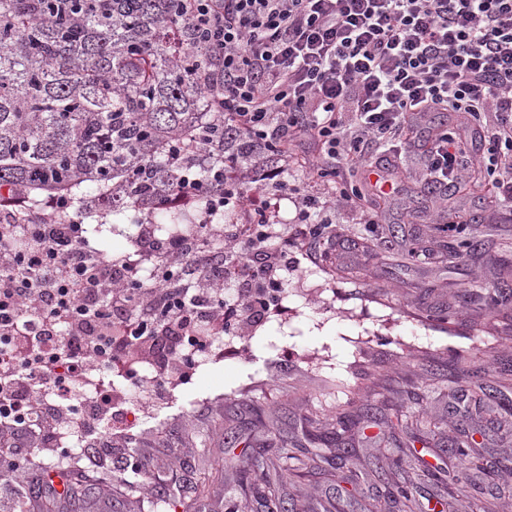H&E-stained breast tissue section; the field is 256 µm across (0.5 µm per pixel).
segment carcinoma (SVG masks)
I'll use <instances>...</instances> for the list:
<instances>
[{
  "instance_id": "cac0c4a2",
  "label": "carcinoma",
  "mask_w": 512,
  "mask_h": 512,
  "mask_svg": "<svg viewBox=\"0 0 512 512\" xmlns=\"http://www.w3.org/2000/svg\"><path fill=\"white\" fill-rule=\"evenodd\" d=\"M223 82L222 61L195 40L183 0H0V189L33 206L65 197L70 213L98 235L131 214L156 225L160 237L197 234L200 221L171 206L178 176L201 178L209 194L222 195L233 182L245 185L228 175L224 153L233 151L247 168L278 156L276 143L259 152L224 128L214 97ZM489 388L478 386V402L512 412L509 400ZM348 425L347 412L338 411L305 443L282 439L252 449L241 473L266 475L251 487L254 501L269 512H291L283 487L309 444L336 449L327 458L330 470L354 480L352 449L342 439ZM446 456L448 467L423 471L430 485L450 492L487 472L464 437ZM380 483L393 501H410L411 482L390 483L383 472ZM87 491L54 466L19 489L62 496L71 512H79ZM488 492L470 483L464 512Z\"/></svg>"
}]
</instances>
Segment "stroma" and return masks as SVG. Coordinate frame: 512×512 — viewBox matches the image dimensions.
Returning <instances> with one entry per match:
<instances>
[{
  "instance_id": "stroma-1",
  "label": "stroma",
  "mask_w": 512,
  "mask_h": 512,
  "mask_svg": "<svg viewBox=\"0 0 512 512\" xmlns=\"http://www.w3.org/2000/svg\"><path fill=\"white\" fill-rule=\"evenodd\" d=\"M319 149L298 142L291 157L279 160V178L288 186V213L296 215L303 196L325 198L334 176L310 177ZM380 170L392 173L398 190L374 196V178L349 172L343 180L383 211L384 223H361L359 212L337 210L336 235L326 246L307 241L315 261H301L288 276V312L269 319L241 341L238 351L216 356L208 368L153 401L147 415L122 426L125 439L166 462L171 446L180 462L208 468L214 456L239 455L244 442L265 446L302 428L322 427L337 406L357 414L350 432L352 467L365 497L336 495V484L321 474L290 477L288 500L295 512H388L373 507L367 492L377 479L383 453L393 460L396 478L418 480L419 460L438 463L443 448L460 429L477 441L476 454L497 461L512 457V416L487 431V410L467 417L451 414L459 390L498 386L512 400V300L494 306L487 296L512 283V210L493 207L485 191H464L456 206L458 224H448L436 201L445 188H428L415 169L392 166L375 150ZM477 249H469V242ZM472 299L461 301L463 290ZM401 414L421 420L419 441L390 422ZM125 460L114 445L112 463L90 480L83 512H254L248 485L228 466L218 480L177 490L156 485L151 498L140 494L141 478L120 477Z\"/></svg>"
}]
</instances>
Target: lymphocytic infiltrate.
<instances>
[{
  "label": "lymphocytic infiltrate",
  "instance_id": "f902f5d3",
  "mask_svg": "<svg viewBox=\"0 0 512 512\" xmlns=\"http://www.w3.org/2000/svg\"><path fill=\"white\" fill-rule=\"evenodd\" d=\"M201 42L224 61V124L256 142L291 134L321 145L314 175L369 168L370 145L401 148L431 112L493 113L486 166L489 191L512 203V0H186ZM468 146L437 134L422 165L439 184L457 177ZM354 209L345 185L327 201L302 200L295 239L331 236L332 206ZM76 218L38 224L34 246L0 256V435L37 433L58 455L55 427L32 428L36 388L66 394L94 363L140 384L156 372L155 396L188 383L196 352L224 335L247 337L277 307L299 265L270 248L272 225L224 227V253L208 232L169 251L158 274L134 264L103 267L82 246ZM214 270L225 290L166 287L169 276Z\"/></svg>",
  "mask_w": 512,
  "mask_h": 512
}]
</instances>
